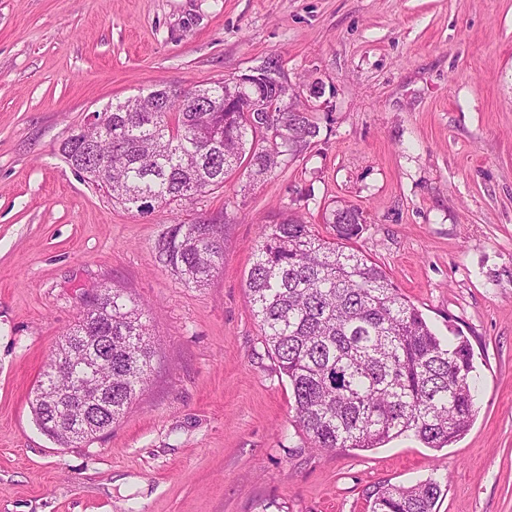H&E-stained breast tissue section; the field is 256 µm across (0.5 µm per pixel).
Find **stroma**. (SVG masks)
<instances>
[{
    "mask_svg": "<svg viewBox=\"0 0 512 512\" xmlns=\"http://www.w3.org/2000/svg\"><path fill=\"white\" fill-rule=\"evenodd\" d=\"M279 61L321 83L320 133L264 181L140 215L58 146L113 101ZM433 331H463L479 394L442 449L398 437L314 451L252 313L247 276L282 209L327 208ZM224 214L207 285L155 260L170 225ZM143 302L148 387L61 447L30 401L61 333L106 287ZM446 477L436 512H512V0H0V512H369L385 484Z\"/></svg>",
    "mask_w": 512,
    "mask_h": 512,
    "instance_id": "35a3bbf8",
    "label": "stroma"
}]
</instances>
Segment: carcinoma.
Returning a JSON list of instances; mask_svg holds the SVG:
<instances>
[{
    "label": "carcinoma",
    "mask_w": 512,
    "mask_h": 512,
    "mask_svg": "<svg viewBox=\"0 0 512 512\" xmlns=\"http://www.w3.org/2000/svg\"><path fill=\"white\" fill-rule=\"evenodd\" d=\"M294 111H279L267 85L237 91V101L257 98L262 112H230L224 80L177 89L160 102L141 93L113 103L87 139H68L65 155L77 172L128 210L141 211L222 189L243 165L261 180L283 157H300L319 133L315 113L293 93ZM325 238L295 213L262 227L247 277L254 317L278 367L289 381L296 425L316 450L379 448L412 435L428 448L450 445L476 414L474 352L461 332L446 342L407 300L386 272L347 245L363 230L354 207L331 210ZM224 214L173 224L157 241L156 260L186 284L202 286L224 267ZM145 309L123 290L93 294L79 324L58 344L39 385L64 387L57 359L78 365L82 338L103 341L112 364V400L89 412L95 430L70 436L50 430L70 446L89 441L124 417L147 385L155 350ZM37 426L54 410L31 402ZM442 478L410 487L382 486L370 493V512H435Z\"/></svg>",
    "instance_id": "obj_1"
}]
</instances>
